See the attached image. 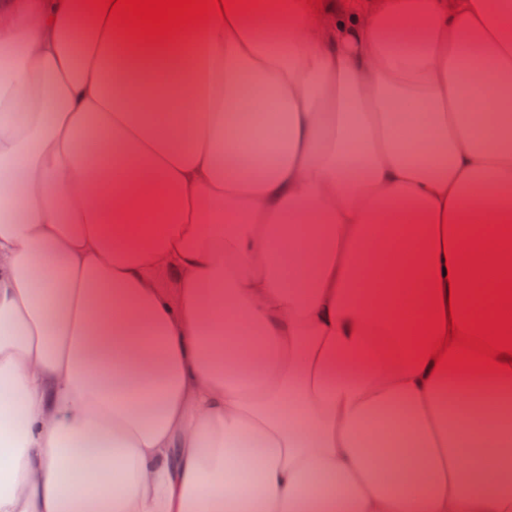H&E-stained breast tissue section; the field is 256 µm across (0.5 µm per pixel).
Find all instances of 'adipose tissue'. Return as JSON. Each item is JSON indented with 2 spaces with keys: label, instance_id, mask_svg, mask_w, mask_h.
<instances>
[{
  "label": "adipose tissue",
  "instance_id": "obj_1",
  "mask_svg": "<svg viewBox=\"0 0 512 512\" xmlns=\"http://www.w3.org/2000/svg\"><path fill=\"white\" fill-rule=\"evenodd\" d=\"M86 15L0 0V512H512V372L419 345L512 228V0Z\"/></svg>",
  "mask_w": 512,
  "mask_h": 512
}]
</instances>
